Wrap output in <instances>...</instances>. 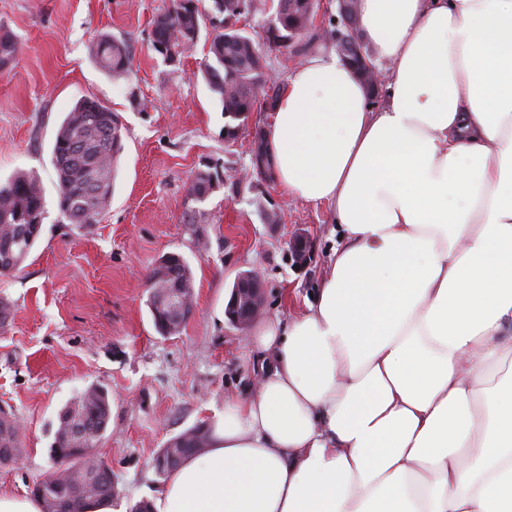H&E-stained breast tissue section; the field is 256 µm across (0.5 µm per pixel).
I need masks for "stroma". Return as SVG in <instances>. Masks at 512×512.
Wrapping results in <instances>:
<instances>
[{"label": "stroma", "mask_w": 512, "mask_h": 512, "mask_svg": "<svg viewBox=\"0 0 512 512\" xmlns=\"http://www.w3.org/2000/svg\"><path fill=\"white\" fill-rule=\"evenodd\" d=\"M169 0H0V24L22 42L0 75V179L25 170L43 187V232L22 265L0 276L13 306L0 332V407L21 431L16 461L0 467V488L31 495L54 471L57 413L82 391L106 388L113 418L97 449L112 468L113 507L131 512L163 479L153 458L172 436L247 394L245 337L224 321L238 273L258 272L264 312L290 317L318 287L332 245L326 206L288 197L276 181L253 177V130L269 115L250 113L237 139L224 137L221 104L199 71L210 31L178 65L149 41ZM99 32L130 38L129 79L105 75L87 52ZM116 112L124 150L112 201L98 224L68 223L57 209L52 146L82 97ZM217 167L222 181L201 204L207 232L199 246L183 222L186 189ZM308 236L307 267L288 260V241ZM180 254L195 278L196 313L181 333L160 335L152 321L149 276L159 256Z\"/></svg>", "instance_id": "stroma-1"}]
</instances>
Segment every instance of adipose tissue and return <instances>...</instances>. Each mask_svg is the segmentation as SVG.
Here are the masks:
<instances>
[{
	"label": "adipose tissue",
	"mask_w": 512,
	"mask_h": 512,
	"mask_svg": "<svg viewBox=\"0 0 512 512\" xmlns=\"http://www.w3.org/2000/svg\"><path fill=\"white\" fill-rule=\"evenodd\" d=\"M382 105L327 48L265 134L338 236L154 512H512V0H360Z\"/></svg>",
	"instance_id": "1"
}]
</instances>
